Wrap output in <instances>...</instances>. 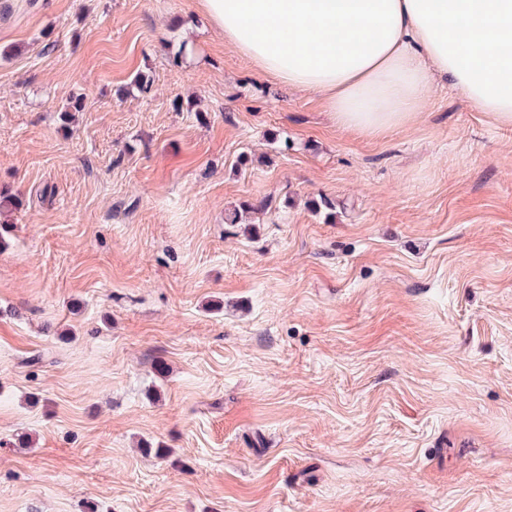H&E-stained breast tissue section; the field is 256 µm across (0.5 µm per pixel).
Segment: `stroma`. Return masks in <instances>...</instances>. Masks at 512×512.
<instances>
[{"label": "stroma", "mask_w": 512, "mask_h": 512, "mask_svg": "<svg viewBox=\"0 0 512 512\" xmlns=\"http://www.w3.org/2000/svg\"><path fill=\"white\" fill-rule=\"evenodd\" d=\"M199 10L0 0V512H512V126L341 130Z\"/></svg>", "instance_id": "obj_1"}]
</instances>
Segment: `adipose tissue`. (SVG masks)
<instances>
[{
  "label": "adipose tissue",
  "mask_w": 512,
  "mask_h": 512,
  "mask_svg": "<svg viewBox=\"0 0 512 512\" xmlns=\"http://www.w3.org/2000/svg\"><path fill=\"white\" fill-rule=\"evenodd\" d=\"M201 16L338 127L408 125L439 78L512 125V0H201Z\"/></svg>",
  "instance_id": "obj_1"
}]
</instances>
